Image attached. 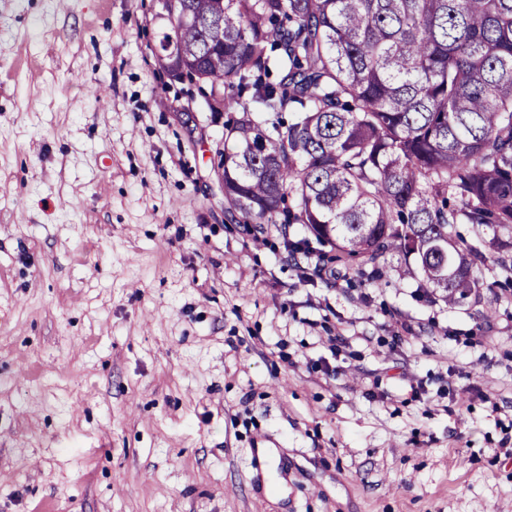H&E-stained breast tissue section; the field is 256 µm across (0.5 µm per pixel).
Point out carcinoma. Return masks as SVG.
Returning <instances> with one entry per match:
<instances>
[{
	"instance_id": "carcinoma-1",
	"label": "carcinoma",
	"mask_w": 512,
	"mask_h": 512,
	"mask_svg": "<svg viewBox=\"0 0 512 512\" xmlns=\"http://www.w3.org/2000/svg\"><path fill=\"white\" fill-rule=\"evenodd\" d=\"M160 72L209 90L239 224H302L340 257L414 256L455 304L512 228V0H162ZM279 76L270 80L271 66Z\"/></svg>"
}]
</instances>
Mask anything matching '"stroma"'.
Masks as SVG:
<instances>
[{"mask_svg":"<svg viewBox=\"0 0 512 512\" xmlns=\"http://www.w3.org/2000/svg\"><path fill=\"white\" fill-rule=\"evenodd\" d=\"M159 10L0 0V512H512V458L471 461L512 422V232L453 226V306L396 252L291 260L302 225L232 221Z\"/></svg>","mask_w":512,"mask_h":512,"instance_id":"1","label":"stroma"}]
</instances>
